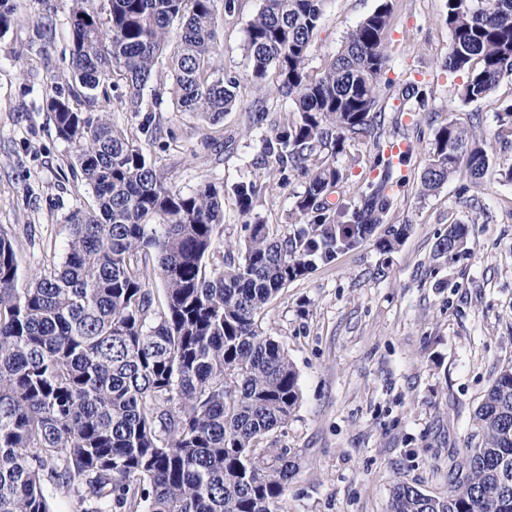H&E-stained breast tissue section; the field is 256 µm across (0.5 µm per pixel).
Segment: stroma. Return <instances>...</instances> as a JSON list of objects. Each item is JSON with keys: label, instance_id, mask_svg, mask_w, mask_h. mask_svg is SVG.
I'll return each instance as SVG.
<instances>
[{"label": "stroma", "instance_id": "35a3bbf8", "mask_svg": "<svg viewBox=\"0 0 512 512\" xmlns=\"http://www.w3.org/2000/svg\"><path fill=\"white\" fill-rule=\"evenodd\" d=\"M378 4L327 0L310 74L322 71ZM391 4L382 141L408 145L389 215L407 232L393 251H380L370 239L317 264L265 311L262 328L287 348L301 390L280 435L298 462L284 512H389L399 480L445 492L449 449L465 447L493 375L512 363V183L500 176L512 166V149L497 142V114L512 104V76L487 97L463 102L465 75L445 67L451 44L445 0ZM5 6L12 21L0 32V228L14 243L21 271L32 274L62 260L66 215L92 207L94 197L73 173L70 147L46 106L47 96L68 93L72 84L70 0H5ZM262 6L263 0H234L224 14L214 65L241 86L236 106L216 125L176 107L166 58L143 93L144 111H123L111 90L99 103L128 134L140 135L146 123L157 127V164L184 190L207 181H257L255 214L285 238L299 222L293 201L304 180L266 157L267 128L247 120L259 101L277 121L293 117L275 75L260 84L250 79L242 47ZM451 120L475 127L493 175L476 185L460 174L420 197L430 144ZM376 152L372 144L350 142L337 155L344 201L381 179V168L371 164ZM452 224L467 225L466 243L458 253L437 255L436 241Z\"/></svg>", "mask_w": 512, "mask_h": 512}]
</instances>
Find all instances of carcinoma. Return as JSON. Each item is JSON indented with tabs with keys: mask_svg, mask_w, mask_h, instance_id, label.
I'll list each match as a JSON object with an SVG mask.
<instances>
[{
	"mask_svg": "<svg viewBox=\"0 0 512 512\" xmlns=\"http://www.w3.org/2000/svg\"><path fill=\"white\" fill-rule=\"evenodd\" d=\"M325 2L264 0L243 45L250 79L275 72L295 105L296 118L264 139L267 156L305 179L294 201L303 224L282 239L253 218L255 181L185 192L156 165L150 128L137 140L96 106L118 75L120 102L140 111L168 51L176 105L221 119L239 87L213 66L231 0H71V75L88 106L53 95L48 109L97 209L70 212L65 256L27 277L0 229V512H53L58 490L74 491L77 512H283L296 462L278 434L299 404V376L261 321L289 283L370 238L396 196L380 152L384 177L357 203L328 200L343 173L323 152L341 154L349 140L380 146L391 7L383 0L363 18L313 78L306 64ZM446 9V68L467 75L462 101L482 99L512 75V0ZM497 136L512 147V105ZM489 170L483 140L450 121L435 133L420 196L462 172L480 184ZM227 193L247 236L237 256L216 261ZM405 232L390 226L377 246L391 252ZM467 234L450 225L435 252H459ZM390 512H512V364L494 374L466 447L448 454V491L399 481Z\"/></svg>",
	"mask_w": 512,
	"mask_h": 512,
	"instance_id": "cac0c4a2",
	"label": "carcinoma"
}]
</instances>
